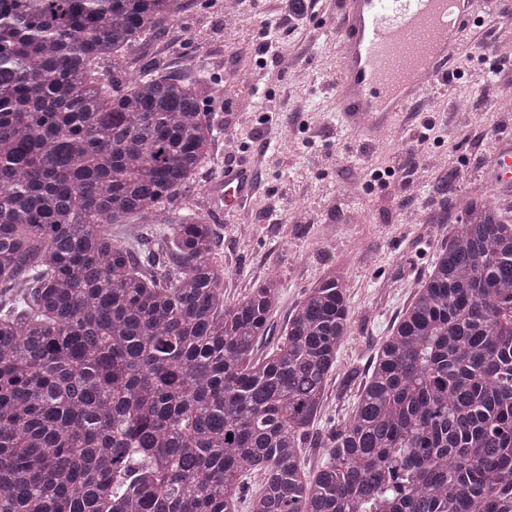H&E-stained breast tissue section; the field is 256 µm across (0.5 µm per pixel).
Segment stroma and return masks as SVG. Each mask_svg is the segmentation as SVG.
<instances>
[{
	"mask_svg": "<svg viewBox=\"0 0 512 512\" xmlns=\"http://www.w3.org/2000/svg\"><path fill=\"white\" fill-rule=\"evenodd\" d=\"M264 9L263 0H213L207 8L200 0H179L175 20L124 63L135 71L153 62L201 84L224 82L223 97L206 103L218 130L217 154L187 197L218 226L225 299L242 297L268 271L279 277L280 303L259 355L276 347L305 290L334 270L343 275L352 314L339 365L364 371L447 240L460 201L484 194L512 221V183L503 184L490 162L498 149L512 150V44L484 49L465 38L458 68L498 71L497 94L483 96L463 79L430 88L422 98L424 117L439 137L425 143L424 159L400 180L383 171L409 149L404 115L368 137L343 124L336 110V0H321L295 23L272 27L263 22ZM270 38L277 54L264 50ZM292 83L296 98L273 122L260 123V105L279 104ZM305 123L320 132L314 143L303 140ZM262 143L279 163L255 170L258 187L244 211H226L214 195L223 169L252 168ZM356 396V387H343L341 373H334L314 435L347 418Z\"/></svg>",
	"mask_w": 512,
	"mask_h": 512,
	"instance_id": "35a3bbf8",
	"label": "stroma"
}]
</instances>
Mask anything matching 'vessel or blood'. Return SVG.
Returning a JSON list of instances; mask_svg holds the SVG:
<instances>
[{
  "label": "vessel or blood",
  "instance_id": "b4317fda",
  "mask_svg": "<svg viewBox=\"0 0 512 512\" xmlns=\"http://www.w3.org/2000/svg\"><path fill=\"white\" fill-rule=\"evenodd\" d=\"M342 56L336 101L352 127H384L454 73L480 0H337ZM251 175L225 173L224 206L242 208Z\"/></svg>",
  "mask_w": 512,
  "mask_h": 512
}]
</instances>
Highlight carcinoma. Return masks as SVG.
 Returning a JSON list of instances; mask_svg holds the SVG:
<instances>
[{
    "mask_svg": "<svg viewBox=\"0 0 512 512\" xmlns=\"http://www.w3.org/2000/svg\"><path fill=\"white\" fill-rule=\"evenodd\" d=\"M177 10L0 0V512H239L253 473L249 512H512V224L462 204L305 472L351 336L343 277L256 358L280 280L224 299L186 199L222 85L123 63Z\"/></svg>",
    "mask_w": 512,
    "mask_h": 512,
    "instance_id": "1",
    "label": "carcinoma"
}]
</instances>
